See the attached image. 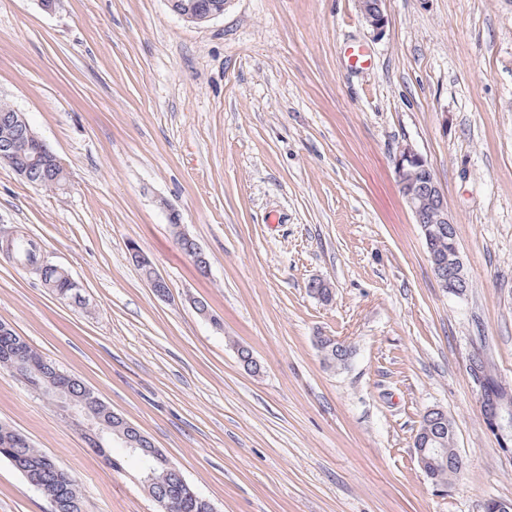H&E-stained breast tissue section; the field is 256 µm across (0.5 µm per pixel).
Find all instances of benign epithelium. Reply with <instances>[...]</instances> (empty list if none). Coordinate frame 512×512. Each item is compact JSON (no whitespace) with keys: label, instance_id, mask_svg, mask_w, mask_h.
<instances>
[{"label":"benign epithelium","instance_id":"benign-epithelium-1","mask_svg":"<svg viewBox=\"0 0 512 512\" xmlns=\"http://www.w3.org/2000/svg\"><path fill=\"white\" fill-rule=\"evenodd\" d=\"M169 6L173 13L188 23H205L223 15L221 11L202 12L193 2L179 7L171 2ZM358 7L372 37H381L389 23L385 0H372L370 3L358 0ZM395 168L399 192L409 205L415 223L421 226L452 223L448 216L444 192L435 177L432 176L422 182L408 177V172L413 168L430 170L428 160L412 144L405 143L398 148ZM428 260L435 261L433 270L437 271L436 278L448 282V288L453 290L454 295H463L467 288V277L461 256H456L450 268L445 267L444 262L434 260L432 253L428 255ZM10 356L14 374L19 379H24L32 367L24 346L17 345ZM73 381L72 377L62 378L54 367L52 373L42 375L37 392L41 397L64 408L72 422L81 427L90 446L98 452L103 453L116 443L132 455L153 452V449L148 447L147 438L139 429L124 419H112L97 406L92 395L87 393L81 396L73 392L70 388ZM511 408L512 391L505 388L499 397L493 399V409L487 415V427L496 435L506 454L512 452V437L508 435L509 422L512 421L509 419L508 410Z\"/></svg>","mask_w":512,"mask_h":512}]
</instances>
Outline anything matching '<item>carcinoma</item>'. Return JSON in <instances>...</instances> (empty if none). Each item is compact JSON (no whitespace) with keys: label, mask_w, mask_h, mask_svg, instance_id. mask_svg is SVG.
I'll return each instance as SVG.
<instances>
[{"label":"carcinoma","mask_w":512,"mask_h":512,"mask_svg":"<svg viewBox=\"0 0 512 512\" xmlns=\"http://www.w3.org/2000/svg\"><path fill=\"white\" fill-rule=\"evenodd\" d=\"M18 112L7 104H0V154L21 152L27 158H33L25 147L23 134L25 128L17 122ZM27 182L40 188L61 189L67 182V176L61 174L54 167L49 152L39 155L36 162L28 170ZM436 231L435 253L444 257L452 252L458 245L455 230L451 227L439 229L438 225H431ZM17 261L25 266L41 267V248L39 244L24 237L9 239ZM21 340L14 329L0 330V367H8L11 349ZM316 345L323 356L324 363L329 367L340 366L345 362V356L351 348H338L331 336L316 337ZM439 437L442 443L429 446H438L447 449V454L439 456V460L430 471V480L436 485H445L448 478L457 476L462 470V460L454 448V433L450 421L434 422L426 417L422 418L416 437L426 438L427 435ZM164 452L157 454H141L137 456L144 474H152L154 479L153 492L167 499L180 500L184 504L183 512H209L208 500L194 489L183 484L177 475L166 471L162 462ZM0 458L8 460L12 466L21 473L29 483L51 491L57 500L55 512H83V501L76 489L71 475L56 461L49 460V455L33 447L28 438L9 427L0 426Z\"/></svg>","instance_id":"obj_1"}]
</instances>
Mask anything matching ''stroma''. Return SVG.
<instances>
[{"label":"stroma","mask_w":512,"mask_h":512,"mask_svg":"<svg viewBox=\"0 0 512 512\" xmlns=\"http://www.w3.org/2000/svg\"><path fill=\"white\" fill-rule=\"evenodd\" d=\"M386 12L375 38L358 0H234L204 25L167 0H61L52 14L0 0V99L70 168L47 192L0 164V231L36 240L86 300L0 255V322L147 434L216 512L512 503V458L468 372L480 353L512 387V0H386ZM352 45L369 69L350 66ZM406 142L445 193L464 296L439 287L399 192ZM319 335L350 345L344 368L325 367ZM433 408L463 461L445 486L414 454ZM1 424L73 474L86 512H159L137 461L112 470L0 369ZM0 512L53 506L0 459Z\"/></svg>","instance_id":"35a3bbf8"}]
</instances>
